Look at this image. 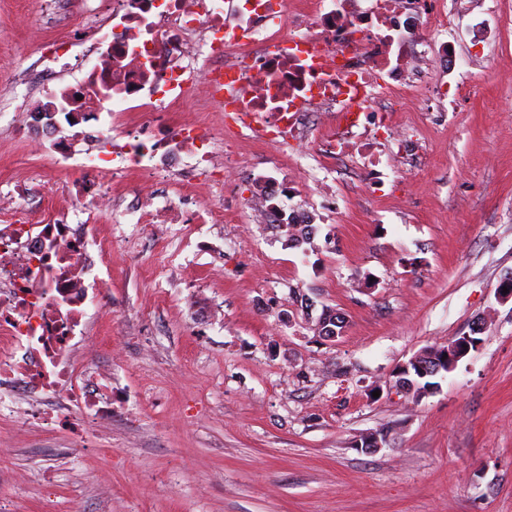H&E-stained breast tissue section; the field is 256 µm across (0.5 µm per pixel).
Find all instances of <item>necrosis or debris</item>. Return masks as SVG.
Wrapping results in <instances>:
<instances>
[{"mask_svg":"<svg viewBox=\"0 0 512 512\" xmlns=\"http://www.w3.org/2000/svg\"><path fill=\"white\" fill-rule=\"evenodd\" d=\"M82 18L81 42L96 62L72 70L48 95L53 115L29 103L14 108L27 155H48L84 179L68 196L105 211L125 171L142 176L138 224H220L215 206L199 210L194 190L218 185L235 161L212 165L218 141L303 136L307 112H332L326 142L349 144L368 126L383 97L395 111L415 91L420 111L433 109L428 88H415L423 66L455 62L436 38L448 26L447 0H71ZM196 104L233 115L231 124L172 126L170 113ZM192 178L178 199L157 202L155 187L176 168ZM109 248L95 225L58 215L44 224L25 215L0 224V393L19 384L46 400L32 410L0 396V417L22 429L40 421L83 447L112 417V368L88 370L90 315H101L111 287L96 261Z\"/></svg>","mask_w":512,"mask_h":512,"instance_id":"1","label":"necrosis or debris"}]
</instances>
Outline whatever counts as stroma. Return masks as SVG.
Returning <instances> with one entry per match:
<instances>
[{
    "label": "stroma",
    "instance_id": "stroma-1",
    "mask_svg": "<svg viewBox=\"0 0 512 512\" xmlns=\"http://www.w3.org/2000/svg\"><path fill=\"white\" fill-rule=\"evenodd\" d=\"M486 5L495 36L456 11L455 69L422 78L444 111L408 102L372 126L399 170L246 142L234 181L197 191L237 223L99 216L112 294L88 346L112 364V420L84 448L38 425L17 436L6 512H512V0ZM59 36L37 0H0V193L24 185L14 204L38 222L79 173L26 156L10 107L17 70L58 87L31 64ZM267 182L312 215L310 240L253 218ZM326 310L345 321L331 342ZM475 327L433 389L400 384L402 364ZM367 433L382 447L359 448Z\"/></svg>",
    "mask_w": 512,
    "mask_h": 512
}]
</instances>
